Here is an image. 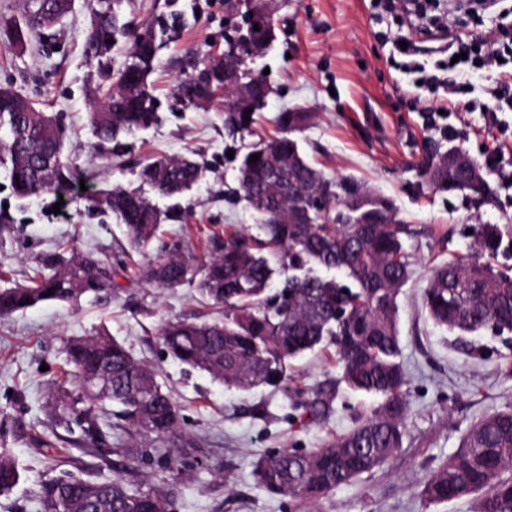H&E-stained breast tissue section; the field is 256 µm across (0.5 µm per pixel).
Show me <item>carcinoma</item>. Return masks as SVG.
Listing matches in <instances>:
<instances>
[{"mask_svg":"<svg viewBox=\"0 0 512 512\" xmlns=\"http://www.w3.org/2000/svg\"><path fill=\"white\" fill-rule=\"evenodd\" d=\"M62 17L74 0H25L22 12L0 23V42L26 48L45 24L46 4ZM119 0H91L84 52L100 62L112 43L132 38V52L88 113L92 149L126 154L124 138L157 124L161 103L153 93L159 37L151 26L132 30L120 21ZM233 61L219 54L179 79L177 94L187 106L202 107L224 96V130L255 134L261 99L274 93L266 77L243 91L232 85ZM251 113H246V109ZM309 120L287 109L277 118L281 135L248 147L238 166L239 191L260 217L261 235L213 234L208 253L193 255L184 241H158L167 221L181 219L175 203L162 210L135 189L113 187L90 197L88 207L110 213L125 226L130 245L149 256L145 278L159 288L197 284L201 295L224 307L214 320L167 321L159 330L169 357L205 372L228 387L250 390L288 381L289 360L323 342L335 348L340 376L313 387L305 402L314 423L329 420L339 385L382 399L379 408L349 432L319 448H282L260 457L253 477L268 494L315 501L362 474L383 466L403 445L405 372L400 363L398 296L410 277L403 249L404 226L395 220L392 199L354 177L333 180L316 169L290 134ZM0 169L19 199L70 190L78 176L66 152V132L57 118L38 109L20 91L0 87ZM259 156L255 162L249 161ZM428 182L438 191L477 192L483 179L467 152L454 156L437 145L427 157ZM141 183L163 198H179L203 177L187 158H163L140 166ZM496 224H482L472 253L481 262L453 260L436 268L423 303L433 323L450 332L490 329L512 333V271L489 259L502 246ZM28 284L0 288V317L46 302L106 301L115 287L112 266L91 252L58 250L36 259ZM337 270L343 279L327 275ZM69 387L47 396V407L80 425L84 436L102 443L98 409L120 407L131 436L164 441L179 428V407L158 381L154 367L135 359L107 334L71 340L65 349ZM512 411L492 410L465 433L462 444L424 482L427 504L481 494L477 512H512ZM23 474L16 458L0 451V496L18 486ZM130 489L117 477L94 482L70 474L40 484L35 497L48 512H175L164 484L145 478Z\"/></svg>","mask_w":512,"mask_h":512,"instance_id":"carcinoma-1","label":"carcinoma"}]
</instances>
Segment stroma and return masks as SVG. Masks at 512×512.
<instances>
[{
	"label": "stroma",
	"instance_id": "obj_1",
	"mask_svg": "<svg viewBox=\"0 0 512 512\" xmlns=\"http://www.w3.org/2000/svg\"><path fill=\"white\" fill-rule=\"evenodd\" d=\"M174 10L180 22H173ZM120 14L134 29L165 24L170 31L151 77L161 119L135 134L128 154L116 160L93 153L87 112L95 88L106 83V69H119L128 58L130 39L120 40L110 59L89 61L83 51L89 6L75 0L72 11L27 50L0 49V86L43 102L58 116L85 182L61 195L20 201L0 176V286L27 283L37 269L35 257L60 243L111 263L116 282L106 303H47L0 319V449L25 469L24 482L0 496V512H44L33 498L38 484L79 467L95 479L123 477L133 489L148 476L171 480L148 438L139 440L150 451L144 460L130 463L120 456L131 439L112 414L102 417L110 451L101 459L85 453L79 426L55 420L46 408L48 393L65 376L67 340L96 333L112 336L150 362L180 407V432L167 446L187 451L192 465L174 482L177 512H476L472 497L425 504L419 484L460 447L483 414L512 408V343L488 329L459 337L438 328L422 299L433 269L469 252L477 225H499L503 249L494 264L512 266V99H500L494 124L478 110L448 111L427 123L426 114L446 91L401 66L395 43L404 36L414 39L430 69L442 58L433 43L384 12L378 0H280L273 17L276 39L254 64L267 71L274 89L255 130L274 137L284 108L310 112L296 134L303 152L327 177L350 175L393 199L406 228L402 241L413 274L398 299L400 361L407 378L401 450L316 503L273 497L252 476L257 458L278 448L321 447L370 416L379 400L343 388L329 421H308V389L339 374L330 346L291 360L287 383L248 392L162 355L163 321L204 320L218 310L192 286L171 290L150 284L142 273L146 259L130 248L123 225L88 210L86 195L118 185L138 187L141 163L188 157L204 166V176L181 198V221L163 224V237L179 236L199 255L211 231L255 235L260 219L238 191L221 101L188 107L176 90L196 62L223 51L225 0H122ZM459 28L478 42H497L502 29L512 30V0H501L497 13L481 21L462 20ZM451 139L478 162L498 158L489 172L494 191L489 204L476 208L462 195L423 183L415 160Z\"/></svg>",
	"mask_w": 512,
	"mask_h": 512
}]
</instances>
